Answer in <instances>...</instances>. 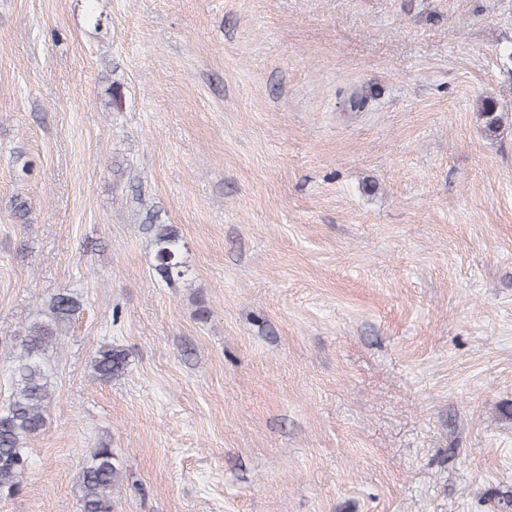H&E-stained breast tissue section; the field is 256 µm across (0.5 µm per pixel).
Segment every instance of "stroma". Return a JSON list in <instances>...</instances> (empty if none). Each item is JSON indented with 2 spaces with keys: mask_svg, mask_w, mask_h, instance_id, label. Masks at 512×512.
<instances>
[{
  "mask_svg": "<svg viewBox=\"0 0 512 512\" xmlns=\"http://www.w3.org/2000/svg\"><path fill=\"white\" fill-rule=\"evenodd\" d=\"M511 50L512 0H0V402L81 303L0 512L102 443L116 512H512ZM146 230L152 233L154 270L167 286H173L187 272L182 261L184 245L171 225L150 224ZM127 366V355L112 344H102L94 352L91 359V372L95 380L110 382L112 378L124 373Z\"/></svg>",
  "mask_w": 512,
  "mask_h": 512,
  "instance_id": "obj_1",
  "label": "stroma"
}]
</instances>
